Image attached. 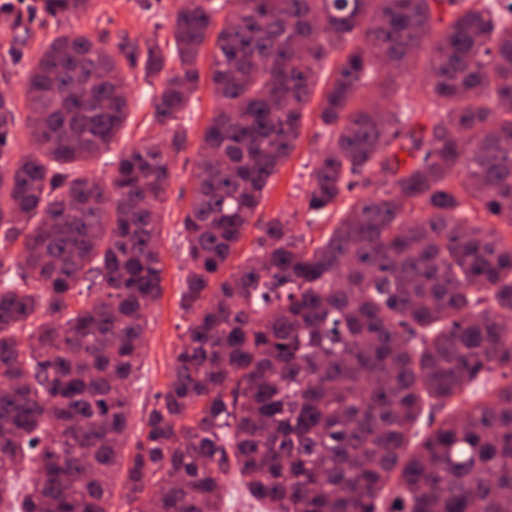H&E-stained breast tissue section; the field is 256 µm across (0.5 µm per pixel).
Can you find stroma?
Returning a JSON list of instances; mask_svg holds the SVG:
<instances>
[{"mask_svg":"<svg viewBox=\"0 0 512 512\" xmlns=\"http://www.w3.org/2000/svg\"><path fill=\"white\" fill-rule=\"evenodd\" d=\"M182 3L183 0H99L97 8L80 21L79 27L93 32L110 46L123 40L162 42L170 39L172 22ZM33 4L34 0H14L9 18L0 17V92L18 102L23 99L24 73L54 29L53 21H45L35 15ZM198 68L201 77L192 99V108L183 120L185 145L172 172L164 214L161 248L165 264L164 290L148 314L149 331L141 378L131 398V419L127 431V445L131 448L140 441L143 424L156 403L158 393L165 388L172 353L184 331L176 292L186 269L173 235L192 198V173L198 159L200 138L215 107L207 75V58H199ZM126 73L131 79L129 90L133 121L126 133L113 143L112 151L116 154L136 144L143 136L151 120L146 97L160 92L165 80L164 74L159 73L150 82H143L141 65L137 62L127 67ZM307 113L293 154L269 183L251 219V227L240 244L241 253H248L252 248L259 234V225L268 223L278 213H288L293 223L301 225L305 222L304 197L309 167L323 145L319 136L317 103H310Z\"/></svg>","mask_w":512,"mask_h":512,"instance_id":"1","label":"stroma"}]
</instances>
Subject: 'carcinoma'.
I'll return each mask as SVG.
<instances>
[{"label": "carcinoma", "mask_w": 512, "mask_h": 512, "mask_svg": "<svg viewBox=\"0 0 512 512\" xmlns=\"http://www.w3.org/2000/svg\"><path fill=\"white\" fill-rule=\"evenodd\" d=\"M172 36L57 28L25 115L0 95V254L24 236L0 258V503L111 512L123 465L126 512H224L231 464L266 512H512V0H187ZM202 53L220 104L176 230L185 331L126 448ZM140 55L146 78L178 61L147 98L165 138L110 159ZM332 55L310 223L260 225L227 275Z\"/></svg>", "instance_id": "obj_1"}]
</instances>
